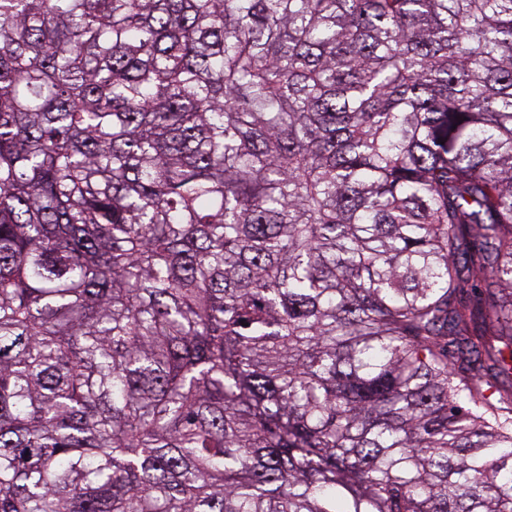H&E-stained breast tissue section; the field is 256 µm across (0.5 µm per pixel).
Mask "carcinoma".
<instances>
[{"mask_svg": "<svg viewBox=\"0 0 512 512\" xmlns=\"http://www.w3.org/2000/svg\"><path fill=\"white\" fill-rule=\"evenodd\" d=\"M0 512H512V0H0Z\"/></svg>", "mask_w": 512, "mask_h": 512, "instance_id": "obj_1", "label": "carcinoma"}]
</instances>
